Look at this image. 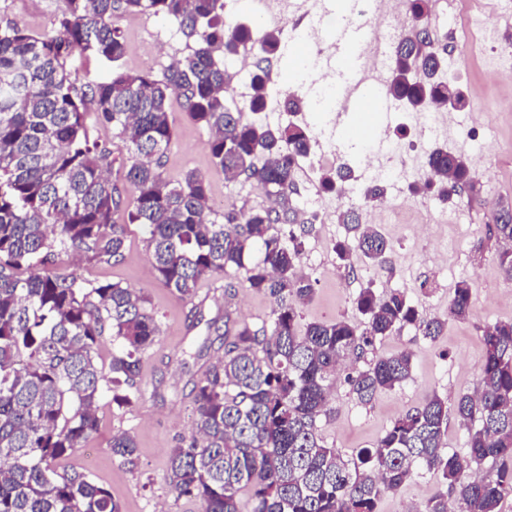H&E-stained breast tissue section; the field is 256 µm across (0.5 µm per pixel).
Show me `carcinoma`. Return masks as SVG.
<instances>
[{"instance_id":"cac0c4a2","label":"carcinoma","mask_w":512,"mask_h":512,"mask_svg":"<svg viewBox=\"0 0 512 512\" xmlns=\"http://www.w3.org/2000/svg\"><path fill=\"white\" fill-rule=\"evenodd\" d=\"M49 32L33 34L9 22L0 27V512H121L110 490L88 474L60 473L57 464L100 429L102 399L129 408L142 395V355L161 332L140 290L97 282L74 272H48L63 254L89 263L117 261L126 224L146 234L157 281L193 302L199 284L233 272L271 300L268 319L253 326L224 308V353L190 391L193 432L171 450L168 484L200 504L201 512H377L380 497L419 472L444 490L422 512H500L512 493V320L483 331L478 388L453 406L434 395L407 410L374 446L348 456L326 446L318 421L332 413V388L343 376L363 405L412 377V357L375 353L376 342L406 328L435 339L447 320L472 313V288L457 285L447 318L427 317L399 290L372 284L354 299L363 317L300 326V306L314 295L298 269L305 232L290 204L296 160L311 152L306 128L245 122L235 105L225 63L255 54L251 112L271 106L296 114L309 100L287 90L272 97L269 63L279 54L282 26L272 22L255 39L253 27L224 18V0H61ZM416 21L394 47L386 94L408 112L461 111L463 90L444 74L446 38L430 27L431 0H407ZM162 16L196 47L161 75L114 69L101 81L77 83L68 64L89 54L115 64L126 41L112 25L115 12ZM195 124L209 130L205 147L227 181L256 182L269 205L239 221L234 211L209 205V181L195 171L172 180L162 157L173 139L172 98ZM99 126L110 137L99 139ZM122 142L123 181L106 176L116 162L112 140ZM437 179L417 180L414 194L451 200L479 196L470 160L446 147L427 154ZM352 179L339 166L321 175L333 191ZM351 236L336 243L342 261L357 252L369 264L386 262L384 235L359 222L353 208L339 213ZM490 227L496 241L512 243V209ZM112 336L109 364L98 343ZM467 433L468 452L450 453L448 417ZM128 431L112 435V456L133 461ZM495 475L478 474L485 461Z\"/></svg>"}]
</instances>
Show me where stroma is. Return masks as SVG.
<instances>
[{
    "label": "stroma",
    "instance_id": "obj_1",
    "mask_svg": "<svg viewBox=\"0 0 512 512\" xmlns=\"http://www.w3.org/2000/svg\"><path fill=\"white\" fill-rule=\"evenodd\" d=\"M60 5V0H0V25L15 21L41 34L50 30ZM464 20V14L451 2L433 9L430 17L432 27L450 37V75L469 102L466 110L453 113L455 126L447 146L470 159L481 183L479 199L472 201L463 195L443 203L430 195L413 194L382 209L357 196L341 200L327 195L321 204L328 221L309 225L299 259L300 270L313 280L315 288L312 299L301 308L305 323L358 321L354 299L360 288L369 284L381 291H405L430 317H445L459 282L472 287L471 316L465 321L448 320L436 340L407 328L377 342L380 356L411 352L413 373L405 384L382 392L365 406L344 383H336L335 413L321 418L318 429L327 446L346 454L371 447L394 419L432 396L451 402L460 394L474 392L484 329L512 320V279L502 273L500 246L488 232L496 210L512 207V78L493 76L488 67L492 57L512 50V43L505 39L506 32L512 31V0H492L488 25L493 38L481 53L468 55L454 40L453 34ZM112 22L126 37L127 50L120 67L130 73L161 74L194 46L193 40L161 16L118 12ZM170 120L174 137L164 170L171 178L189 169L200 172L210 183L216 209L235 210L242 218L267 205L264 190L255 182H228L216 171L205 147L208 132L187 118L180 102H172ZM350 206L358 210L362 223L375 226L388 239L392 247L388 265L373 266L357 256L347 263L338 258L335 245L346 236L338 215ZM113 220L127 226L122 259L89 263L64 255L58 265L91 280L118 281L142 290L159 320L161 335L142 357L140 399L125 410L101 405L99 432L74 456L61 461L60 467L87 472L103 483L122 512H199L198 503L171 492L166 462L171 449L192 434L189 391L193 380L222 353L219 337L207 334V322L223 316L229 308L237 319L258 325L267 318L271 302L241 284L232 299H225L224 283L217 280L201 284L199 294L205 303L201 310H194L190 302L177 298L157 281L139 225L127 224L122 211L116 212ZM119 431L136 438L134 463H124L110 451L112 435ZM438 488L432 474H416L384 494L378 512H405L410 504L423 507Z\"/></svg>",
    "mask_w": 512,
    "mask_h": 512
}]
</instances>
